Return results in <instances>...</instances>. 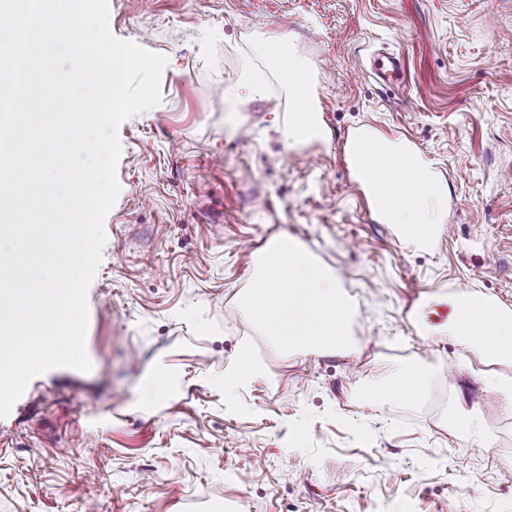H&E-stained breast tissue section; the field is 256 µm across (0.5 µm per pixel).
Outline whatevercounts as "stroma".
<instances>
[{
	"label": "stroma",
	"mask_w": 512,
	"mask_h": 512,
	"mask_svg": "<svg viewBox=\"0 0 512 512\" xmlns=\"http://www.w3.org/2000/svg\"><path fill=\"white\" fill-rule=\"evenodd\" d=\"M112 34L163 54L160 104L121 124L118 199L88 293L91 369L34 377L0 418V512H512V409L424 320L468 289L512 309V0H108ZM309 68L323 141L291 150L293 102L259 50ZM404 56V87L375 55ZM263 96L236 99L245 76ZM367 124L446 179L433 247L401 243L354 183ZM356 303L347 354L286 352L245 317L281 232ZM208 320L199 332L183 313ZM249 344L270 373L239 400L211 379ZM435 377L419 403L369 401L394 369ZM178 396L139 400L147 377ZM477 403L484 445L457 426Z\"/></svg>",
	"instance_id": "35a3bbf8"
}]
</instances>
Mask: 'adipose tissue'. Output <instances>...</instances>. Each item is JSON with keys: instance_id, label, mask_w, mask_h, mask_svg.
<instances>
[{"instance_id": "adipose-tissue-1", "label": "adipose tissue", "mask_w": 512, "mask_h": 512, "mask_svg": "<svg viewBox=\"0 0 512 512\" xmlns=\"http://www.w3.org/2000/svg\"><path fill=\"white\" fill-rule=\"evenodd\" d=\"M258 49L276 66L299 106L284 128L286 146L295 149L323 138L324 122L312 99L308 67L281 36L262 38ZM346 157L376 219L393 225L403 243L432 247L448 213V186L422 154L408 141L382 137L364 125L351 133ZM338 281V275L295 237L281 233L256 263L254 286L245 299L247 318L289 352H350L353 304ZM450 307L440 330L471 353L465 369L482 366L487 389L512 401V313L494 299L471 291L453 297ZM266 371L251 348L243 345L214 384L232 395ZM433 376L425 365L406 364L376 394L394 403L417 401L426 394Z\"/></svg>"}]
</instances>
